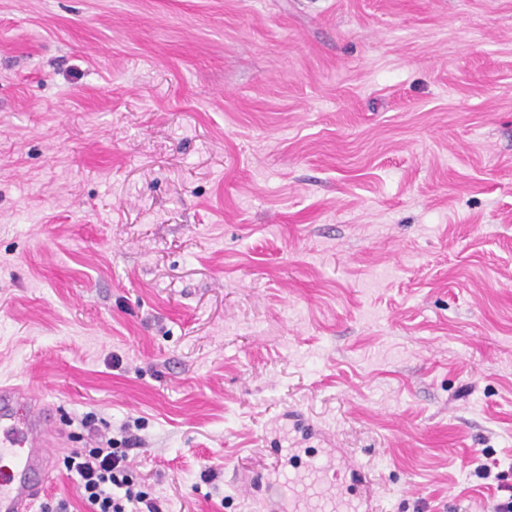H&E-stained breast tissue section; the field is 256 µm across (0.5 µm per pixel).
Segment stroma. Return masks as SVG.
Wrapping results in <instances>:
<instances>
[{"label":"stroma","mask_w":512,"mask_h":512,"mask_svg":"<svg viewBox=\"0 0 512 512\" xmlns=\"http://www.w3.org/2000/svg\"><path fill=\"white\" fill-rule=\"evenodd\" d=\"M17 378L63 452L138 436L159 512H284L297 421L377 512H493L512 0H0Z\"/></svg>","instance_id":"35a3bbf8"}]
</instances>
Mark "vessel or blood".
<instances>
[{
  "label": "vessel or blood",
  "instance_id": "obj_1",
  "mask_svg": "<svg viewBox=\"0 0 512 512\" xmlns=\"http://www.w3.org/2000/svg\"><path fill=\"white\" fill-rule=\"evenodd\" d=\"M54 422L53 411L37 394L20 384L0 383V456L14 462L0 470V512H35L51 475ZM304 469L312 480L302 487L296 470L271 472L288 489V512H375L363 466L344 449H328L307 460Z\"/></svg>",
  "mask_w": 512,
  "mask_h": 512
}]
</instances>
